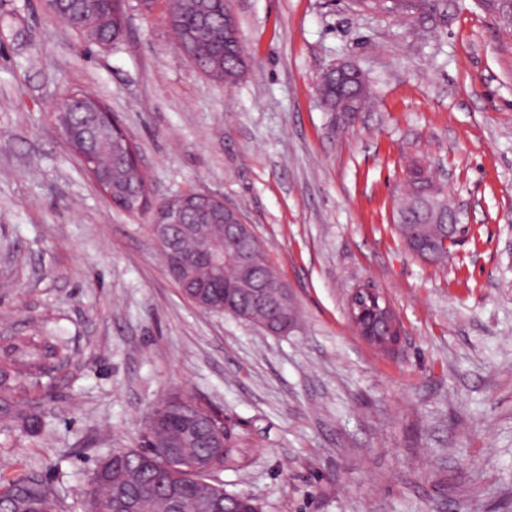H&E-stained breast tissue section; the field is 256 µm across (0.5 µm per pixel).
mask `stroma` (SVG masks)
<instances>
[{
	"label": "stroma",
	"mask_w": 512,
	"mask_h": 512,
	"mask_svg": "<svg viewBox=\"0 0 512 512\" xmlns=\"http://www.w3.org/2000/svg\"><path fill=\"white\" fill-rule=\"evenodd\" d=\"M247 65L200 72L167 0H125L108 46L46 0H0V336H64L41 423L0 422V478L35 473L83 512L98 460L137 448L153 409L191 392L251 437L225 490L260 512H512V36L478 0L379 15L352 0H232ZM339 62L370 100L319 96ZM103 101L142 160L151 200L238 209L288 283L298 324L273 335L203 310L168 276L152 211L116 209L52 114ZM469 230L446 262L396 231L410 165ZM383 292L404 340L377 353L347 299Z\"/></svg>",
	"instance_id": "35a3bbf8"
}]
</instances>
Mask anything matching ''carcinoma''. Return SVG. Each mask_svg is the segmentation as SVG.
<instances>
[{"label": "carcinoma", "mask_w": 512, "mask_h": 512, "mask_svg": "<svg viewBox=\"0 0 512 512\" xmlns=\"http://www.w3.org/2000/svg\"><path fill=\"white\" fill-rule=\"evenodd\" d=\"M123 0H82L67 14L75 29L98 45L110 44L121 32L125 14ZM168 17L179 45L194 57L199 69L214 80L231 84L244 63L241 41L235 30L224 26V17L231 12L226 0H168ZM502 26L512 31V0H480ZM72 127L80 133L81 146L90 163L106 166L112 171V188L130 197L146 193L145 178L138 170L122 163L114 148L113 136L107 131H95L93 139L84 134L89 125L87 110L77 109L70 114ZM405 199L397 214V231L411 252L417 242L433 245L430 260L448 257V238L441 225L448 223V202L443 190H435L422 178L420 169L409 168L404 191ZM185 224L200 228L182 239V247L194 252L206 238L219 239L224 229L219 220L185 212ZM261 256L257 281L266 283L268 290L280 291L283 282L268 259L264 245H258ZM224 280L243 295L252 284L241 281L233 265L224 264ZM193 303L203 310L224 313L259 326L268 316L243 309L238 301L224 309V298H196ZM68 360V348L59 336L35 333L29 336H10L0 339V419L18 421L34 431L40 420L37 392L43 387L52 365ZM195 397L188 392H174L166 405L167 424H148L143 446L138 450H114L97 466L94 489L85 512H172L167 489H177L181 508L194 512L202 500L215 505V512L224 508L236 512H258L250 497L230 493L215 479V473L196 466L201 458L215 460L225 470L244 466L251 455L248 433L238 429L235 421L224 419V447L210 448L200 440H187L177 431V424L186 414L184 402ZM0 509L3 512H57L55 492L48 481L33 474H20L7 481L0 480Z\"/></svg>", "instance_id": "1"}]
</instances>
